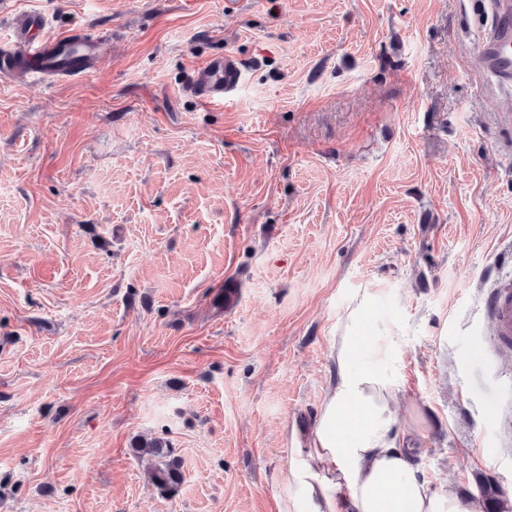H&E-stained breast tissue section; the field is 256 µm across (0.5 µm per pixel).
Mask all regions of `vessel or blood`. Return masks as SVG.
Here are the masks:
<instances>
[{
  "instance_id": "b4317fda",
  "label": "vessel or blood",
  "mask_w": 512,
  "mask_h": 512,
  "mask_svg": "<svg viewBox=\"0 0 512 512\" xmlns=\"http://www.w3.org/2000/svg\"><path fill=\"white\" fill-rule=\"evenodd\" d=\"M494 24L478 44L480 69L500 86L512 85V0H489ZM37 14L20 12L9 18V38L0 43V80L27 69L32 76L54 72L76 81L96 68V45L70 34L48 36ZM241 60L228 52L211 56L194 68L185 90L197 101L220 106L243 81ZM485 312L502 351L512 350V280L499 278L488 288Z\"/></svg>"
}]
</instances>
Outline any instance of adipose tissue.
Listing matches in <instances>:
<instances>
[{"label":"adipose tissue","mask_w":512,"mask_h":512,"mask_svg":"<svg viewBox=\"0 0 512 512\" xmlns=\"http://www.w3.org/2000/svg\"><path fill=\"white\" fill-rule=\"evenodd\" d=\"M378 302V291L360 290L336 326L335 374L293 472L308 512H480L433 490L415 464L394 409L395 326Z\"/></svg>","instance_id":"adipose-tissue-1"}]
</instances>
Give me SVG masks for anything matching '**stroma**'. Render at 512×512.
<instances>
[{"mask_svg": "<svg viewBox=\"0 0 512 512\" xmlns=\"http://www.w3.org/2000/svg\"><path fill=\"white\" fill-rule=\"evenodd\" d=\"M19 11L101 55L0 82V512H307L296 450L364 288L423 477L512 482L481 311L512 272V89L470 0H0V37ZM221 51L238 96L183 94ZM140 438L182 459L177 494ZM131 449L136 458L148 461L153 485L159 492H178L184 479L182 464L168 443L161 439L138 440Z\"/></svg>", "mask_w": 512, "mask_h": 512, "instance_id": "1", "label": "stroma"}]
</instances>
